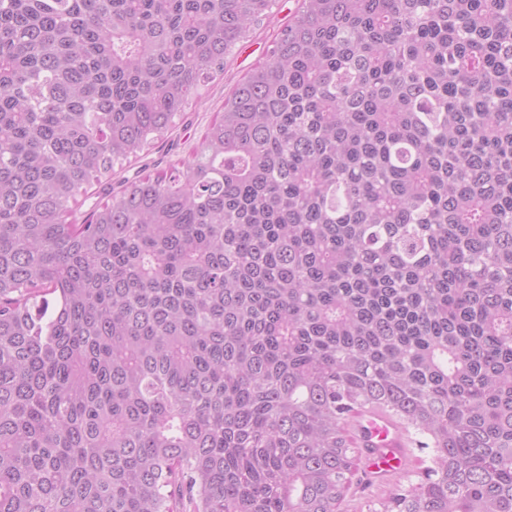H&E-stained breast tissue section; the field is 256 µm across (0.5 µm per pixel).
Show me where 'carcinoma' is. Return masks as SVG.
<instances>
[{"instance_id": "carcinoma-1", "label": "carcinoma", "mask_w": 512, "mask_h": 512, "mask_svg": "<svg viewBox=\"0 0 512 512\" xmlns=\"http://www.w3.org/2000/svg\"><path fill=\"white\" fill-rule=\"evenodd\" d=\"M0 0V512H512V0ZM102 198L82 221L78 197ZM301 0H276L271 13L247 40L239 43L224 65V76L211 82L202 98L194 102L172 134L165 141L157 142L130 162L116 164L112 174V186L132 182L141 170L153 171L165 168L187 157L190 147L198 140L204 127L215 112H222L224 98L257 65L262 63L273 47L280 29L298 11ZM140 172V173H139ZM357 419L359 448H363V467L370 482L402 471L407 463V448L401 424L378 409L353 413ZM411 437H412V442H413V448H415V452H414V456L412 458L411 464H410L409 468L407 469L406 473L394 478L395 481L400 480L401 482H403L405 484H407V482L410 480L412 482H417L419 479V477H417V475L422 473L423 470L427 466L431 465V462H430L431 455H432L431 449L430 448L421 449V443H419V441H418V439L422 442H425L426 440L423 438H420L419 436L416 437L414 434L411 435ZM363 479L364 474L360 469L353 478L352 484L347 492L345 502L342 505L343 509L348 508L349 510L356 509L357 512H367L368 500L381 494L382 486L376 487V485H373L368 491H365Z\"/></svg>"}]
</instances>
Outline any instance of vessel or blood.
I'll list each match as a JSON object with an SVG mask.
<instances>
[{
    "label": "vessel or blood",
    "instance_id": "obj_1",
    "mask_svg": "<svg viewBox=\"0 0 512 512\" xmlns=\"http://www.w3.org/2000/svg\"><path fill=\"white\" fill-rule=\"evenodd\" d=\"M357 438L363 450V467L369 481L405 468L407 448L400 423L380 410L358 412Z\"/></svg>",
    "mask_w": 512,
    "mask_h": 512
}]
</instances>
